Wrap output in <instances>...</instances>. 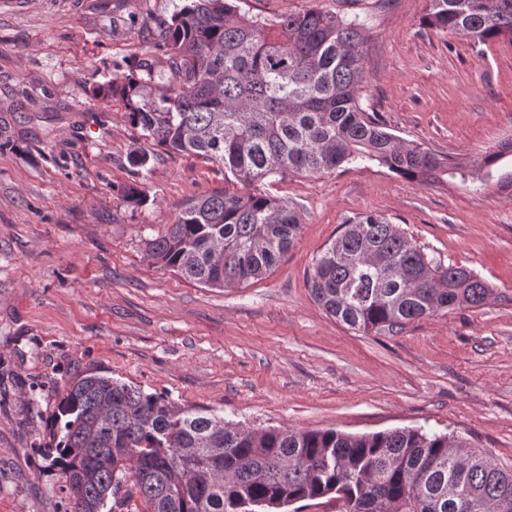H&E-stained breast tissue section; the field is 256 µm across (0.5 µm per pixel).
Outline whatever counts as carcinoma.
I'll use <instances>...</instances> for the list:
<instances>
[{"instance_id": "cac0c4a2", "label": "carcinoma", "mask_w": 512, "mask_h": 512, "mask_svg": "<svg viewBox=\"0 0 512 512\" xmlns=\"http://www.w3.org/2000/svg\"><path fill=\"white\" fill-rule=\"evenodd\" d=\"M422 25L477 44L512 41V0H428ZM365 26L322 10L270 24L229 0H186L157 23L167 84H157L154 60L145 58L92 90L121 104L152 145L219 163L242 186L185 201L149 240L154 263L210 288L267 276L301 231L297 207L264 189L273 178L375 161L423 185L449 174L512 191V171L497 168L512 156V140L471 170L404 141L361 107ZM120 193L130 204L147 201L140 182ZM307 285L329 316L362 334L478 307L490 292L375 213L342 224ZM63 390L56 454L47 460L63 479L67 512H102L110 499L135 494L145 512H279L325 497L343 512H461V497L466 512H512V469L446 433L249 431L97 370L69 378Z\"/></svg>"}]
</instances>
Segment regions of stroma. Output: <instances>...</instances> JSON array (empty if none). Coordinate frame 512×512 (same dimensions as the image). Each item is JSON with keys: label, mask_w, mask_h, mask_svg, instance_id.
Segmentation results:
<instances>
[{"label": "stroma", "mask_w": 512, "mask_h": 512, "mask_svg": "<svg viewBox=\"0 0 512 512\" xmlns=\"http://www.w3.org/2000/svg\"><path fill=\"white\" fill-rule=\"evenodd\" d=\"M181 0H0V512H66L41 453L64 381L88 369L248 429L366 434L422 427L512 468V194L419 185L373 162L292 175L295 244L265 278L226 288L153 264L149 239L222 165L141 139L92 88L153 54ZM274 21L310 9L367 17L360 104L393 133L476 167L512 140V42L421 25L427 0H236ZM147 204L125 203L133 154ZM372 212L491 292L363 335L328 316L307 274L341 225Z\"/></svg>", "instance_id": "1"}]
</instances>
